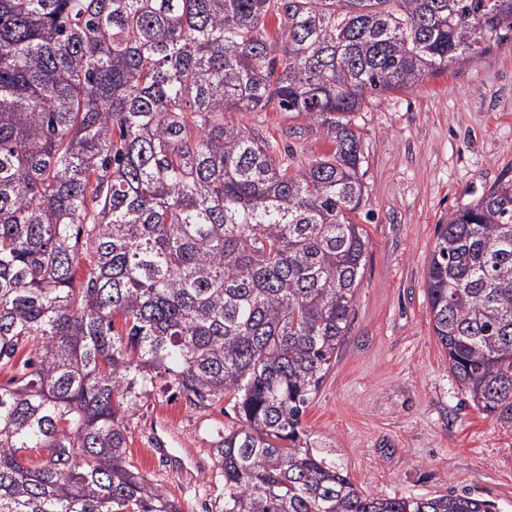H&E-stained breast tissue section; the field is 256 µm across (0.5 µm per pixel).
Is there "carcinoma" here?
<instances>
[{
	"label": "carcinoma",
	"instance_id": "1",
	"mask_svg": "<svg viewBox=\"0 0 512 512\" xmlns=\"http://www.w3.org/2000/svg\"><path fill=\"white\" fill-rule=\"evenodd\" d=\"M511 33L512 0H0V367L34 350L0 385V512H182L127 451L160 378L239 421L206 512H493L358 489L302 415L365 269L356 114ZM270 106L331 150L226 120ZM436 234L434 335L512 424V176Z\"/></svg>",
	"mask_w": 512,
	"mask_h": 512
}]
</instances>
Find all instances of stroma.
Segmentation results:
<instances>
[{
    "label": "stroma",
    "mask_w": 512,
    "mask_h": 512,
    "mask_svg": "<svg viewBox=\"0 0 512 512\" xmlns=\"http://www.w3.org/2000/svg\"><path fill=\"white\" fill-rule=\"evenodd\" d=\"M230 119L301 158L328 149L322 132L300 131L299 120L271 108ZM356 122L367 155L358 222L368 252L350 333L302 417L307 441L379 497L466 492L512 512V425L483 414L450 371L424 279L437 225L512 169V40L373 98ZM224 408L190 406L161 382L128 422L131 462L162 480L184 512H205L224 494L210 452L215 430L237 424ZM166 422L178 454L204 461L194 481L146 451Z\"/></svg>",
    "instance_id": "35a3bbf8"
}]
</instances>
